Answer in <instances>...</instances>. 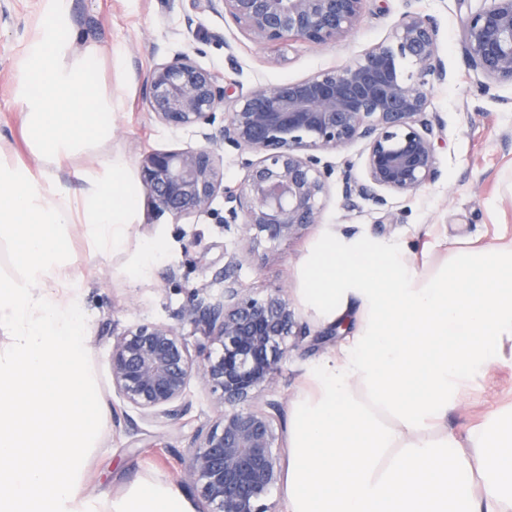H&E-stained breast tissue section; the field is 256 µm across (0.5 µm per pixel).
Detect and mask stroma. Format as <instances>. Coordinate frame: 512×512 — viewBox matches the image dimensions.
I'll list each match as a JSON object with an SVG mask.
<instances>
[{"instance_id": "stroma-1", "label": "stroma", "mask_w": 512, "mask_h": 512, "mask_svg": "<svg viewBox=\"0 0 512 512\" xmlns=\"http://www.w3.org/2000/svg\"><path fill=\"white\" fill-rule=\"evenodd\" d=\"M77 35L69 58L82 55L87 43L100 48L103 91L112 95V135L99 146L73 156L68 169L86 170L107 158H120L137 170L143 154L180 150L201 144L193 129H172L150 117L142 101L155 63L190 54L212 70L226 88L238 93L260 83L298 81L325 69H340L370 46L387 39L405 12L431 16L438 25V56L447 70L435 84L427 111L438 137L442 172L435 182L411 196L391 195L386 206L370 200L348 203L346 183L365 180L366 144L357 140L325 155L332 170L321 224L301 237L272 247L257 245L242 253L236 226H224L223 199L213 213L173 223L152 212L145 192L137 194L136 220L127 251L96 257L87 228L75 222L68 230L74 262L71 285L82 293L91 337L90 358L98 389L110 412L87 458L82 494L111 502L133 484L161 479L177 482L182 454L191 447L198 422L210 414L199 389H191V409L166 434L113 394L109 370L112 331L143 321L180 325L189 341L193 326L179 324L177 312L194 288L212 293L224 287V265L237 257L234 276L248 288L287 286L298 320L312 338L290 352L281 366L274 392L260 393L258 403L275 400L288 409L306 369L336 350L350 335L346 324L324 326L300 300L302 264L312 243L329 229L365 234L403 246L417 268H433L458 248L512 239V84L492 83L470 69L461 43L462 23L480 0H366L355 31L335 45L302 39L279 45L248 38L228 16L193 8L191 0H68ZM45 0H0V152L32 172L41 163L26 145L20 106L14 95V72L29 39L42 23ZM162 242L151 275L130 280L124 273L142 241ZM512 405V363L491 366L475 389L448 415V425L463 435L480 425L490 410Z\"/></svg>"}]
</instances>
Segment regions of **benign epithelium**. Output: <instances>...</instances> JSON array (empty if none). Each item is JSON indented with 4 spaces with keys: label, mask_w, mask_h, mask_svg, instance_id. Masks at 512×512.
<instances>
[{
    "label": "benign epithelium",
    "mask_w": 512,
    "mask_h": 512,
    "mask_svg": "<svg viewBox=\"0 0 512 512\" xmlns=\"http://www.w3.org/2000/svg\"><path fill=\"white\" fill-rule=\"evenodd\" d=\"M201 10L229 15L261 44L304 39L336 44L357 27L365 0H194ZM437 24L407 12L392 35L352 64L296 82L260 83L231 99L217 76L179 54L151 70L144 105L172 128H193L203 144L151 151L139 163L148 201L175 221L209 214L224 197V224H239L243 248L280 244L321 223L329 167L322 156L356 140L367 144L366 183L346 185L379 206L388 195H412L440 175L436 133L427 107L438 63ZM461 42L469 67L490 82L512 83V0H483L468 13ZM411 62L405 73L400 61ZM254 153L245 182L224 187V144ZM203 332L191 346L175 326L143 322L113 333L112 392L148 422L165 427L184 416L193 384L208 397L212 416L187 449L181 479L205 512H281L271 500L284 477L277 403L253 400L274 391L282 363L309 336L297 325L287 290L261 294L224 276L217 297L193 289L178 313Z\"/></svg>",
    "instance_id": "obj_1"
}]
</instances>
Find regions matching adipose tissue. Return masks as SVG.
Listing matches in <instances>:
<instances>
[{"mask_svg": "<svg viewBox=\"0 0 512 512\" xmlns=\"http://www.w3.org/2000/svg\"><path fill=\"white\" fill-rule=\"evenodd\" d=\"M323 324L353 326L288 411V512H512V409L458 438L448 413L512 358V242L433 269L327 231L301 276Z\"/></svg>", "mask_w": 512, "mask_h": 512, "instance_id": "ef3b65f1", "label": "adipose tissue"}]
</instances>
